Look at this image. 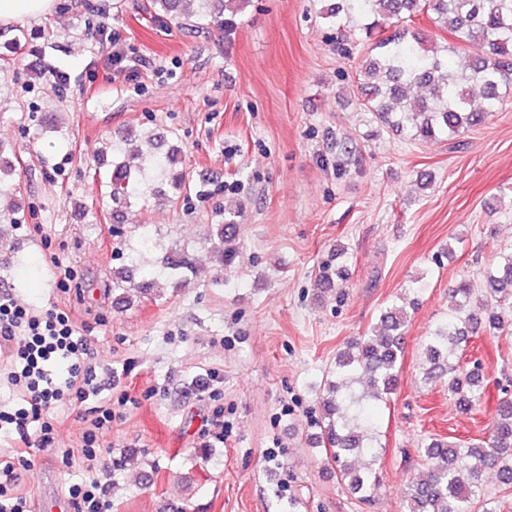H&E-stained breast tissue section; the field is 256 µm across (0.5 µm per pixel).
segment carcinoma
I'll return each instance as SVG.
<instances>
[{"mask_svg": "<svg viewBox=\"0 0 512 512\" xmlns=\"http://www.w3.org/2000/svg\"><path fill=\"white\" fill-rule=\"evenodd\" d=\"M252 0H150L149 10L161 19L181 22L195 18L206 24L234 25L244 17ZM320 17L342 40L367 42L356 73V90L363 111L389 134L410 140H456L501 111L512 98V0H325ZM427 18L451 39L429 38L416 20ZM34 34L20 26L0 27V72L22 71L42 80L49 71L25 63L41 55ZM474 49L469 71L461 77L448 64L463 47ZM130 130L118 133L96 153V168L105 170L101 193L112 201L109 220L122 224L125 214L138 207L176 203L189 188L183 168V150L158 131L147 136L150 149L127 153L122 142ZM357 161V146L336 141V170ZM21 166L14 146L0 142V198L20 194L16 181ZM237 212L226 209L212 216L208 250L232 260L231 226ZM128 261L112 268V299L119 306L134 300L153 301L161 290L183 288L196 274L197 258L188 248L166 247L140 224L119 240H130ZM163 252L160 264L142 271L137 256ZM344 269L324 264L315 285L341 287ZM481 306L472 305V290L465 280L448 290V318L428 336L424 355L426 375L448 377V394L462 411L470 410L489 384L479 359L464 360L473 338L512 332V248L498 252L483 274ZM379 331L346 343L323 379L320 396L322 421L315 444L327 464L336 467L341 484L366 501L379 487L373 469L355 466L357 459L379 457L373 411L390 401L398 383V364L404 355L408 315L389 306L379 316ZM426 471L412 479L407 493L409 512H501L481 499L486 471L512 486V390L499 388L495 415L487 436L467 444L431 440L420 449Z\"/></svg>", "mask_w": 512, "mask_h": 512, "instance_id": "carcinoma-1", "label": "carcinoma"}]
</instances>
